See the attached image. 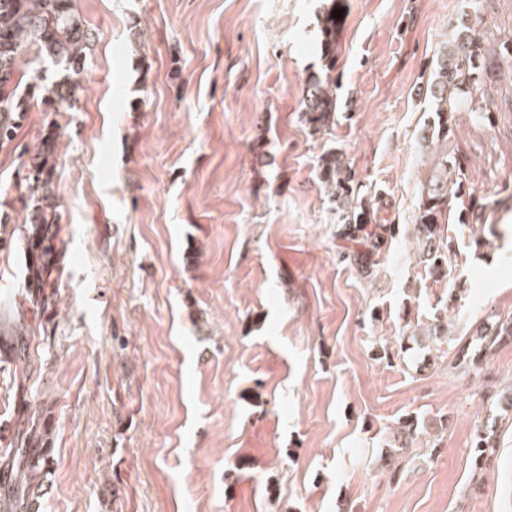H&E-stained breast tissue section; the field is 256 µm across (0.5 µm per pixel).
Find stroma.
I'll use <instances>...</instances> for the list:
<instances>
[{"mask_svg": "<svg viewBox=\"0 0 512 512\" xmlns=\"http://www.w3.org/2000/svg\"><path fill=\"white\" fill-rule=\"evenodd\" d=\"M75 4L94 34L80 111L31 104L0 147L19 224L25 151L57 125L64 277L26 383L55 426L39 512H512V343L454 365L512 313V65L481 85L493 126L454 134L479 207L448 228L449 276L414 239L427 86L463 0H346L319 131L301 101L326 0ZM473 25L498 42L512 0ZM329 152L371 213L352 237ZM410 416L394 480L377 461ZM496 445L497 433L493 428L478 432L472 447V459L475 468H482L481 466L485 463V454Z\"/></svg>", "mask_w": 512, "mask_h": 512, "instance_id": "1", "label": "stroma"}]
</instances>
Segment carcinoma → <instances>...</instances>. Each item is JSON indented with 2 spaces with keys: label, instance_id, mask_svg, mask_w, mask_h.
Instances as JSON below:
<instances>
[{
  "label": "carcinoma",
  "instance_id": "obj_1",
  "mask_svg": "<svg viewBox=\"0 0 512 512\" xmlns=\"http://www.w3.org/2000/svg\"><path fill=\"white\" fill-rule=\"evenodd\" d=\"M329 0L319 19L318 46L324 72L315 75L303 95L302 117L312 130H320L334 121L336 112V33L345 14L333 17L341 8ZM93 36L89 25L75 7V0H0V145L11 143L20 125L21 114L29 111L31 101L38 100L49 112H76L85 87L82 75L92 50ZM51 62L65 71L63 79L49 88L41 85V72L33 70L24 90H19V62L35 59ZM512 58V37L492 46L476 36L470 25L460 23L452 30L443 51L436 58L429 97L433 122L422 130L421 139L431 154V167L421 184L414 227L428 274H448V253L444 252L446 212L450 201L458 198L469 178L448 155V140L453 137L456 117L463 109L477 123L494 124L493 116L473 107V91L490 69ZM56 137L49 132L38 145L27 150L25 175L20 202L25 212L21 224L11 223L9 214H0V242L9 247L22 246L25 258L24 288L18 296L0 298V354L7 363L33 373L29 356L28 314L43 317L57 311V288L63 274L60 254L63 250L60 224L61 205L53 191L56 172ZM320 177L332 196L341 199L344 223L361 230L370 216L362 205L353 202L352 177L336 155L322 159ZM479 343L458 351V357L476 364L501 345L512 341V314L484 328ZM12 437L0 450V512H34L54 466V423L37 412L33 401L22 395L15 409ZM497 445L493 429L478 432L473 443L474 467L484 465L485 454Z\"/></svg>",
  "mask_w": 512,
  "mask_h": 512
}]
</instances>
